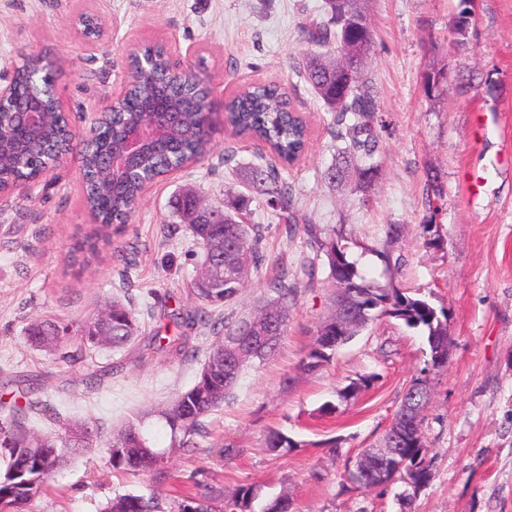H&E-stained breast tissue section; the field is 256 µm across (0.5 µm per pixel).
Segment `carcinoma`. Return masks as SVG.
<instances>
[{
    "mask_svg": "<svg viewBox=\"0 0 512 512\" xmlns=\"http://www.w3.org/2000/svg\"><path fill=\"white\" fill-rule=\"evenodd\" d=\"M368 0H324L325 20L309 31V39L321 47H329L333 56L311 53L296 68L314 91L324 108L333 115L330 133L336 141L335 163L324 174V179L338 191L358 195L369 201L372 191L381 179L379 157L382 153L380 131L384 120L379 112L376 91L365 75V68L345 65L343 50L355 51L367 57L376 45L375 32L367 13ZM144 54L150 63L135 69L136 77L126 98L118 106L121 126L142 122L147 105L176 113L178 120L169 131V139L161 149L146 151L138 162L134 175L107 173L103 158L118 147V137L112 131V121L106 119L96 128L94 146L85 156L86 185L82 187L85 207L100 220L97 232L110 238L112 230H120L128 223L146 181L175 163L203 158L210 148V139L201 133L205 113L211 111L204 88L192 85L173 74L171 63L160 45L149 47ZM22 96L34 94L46 102L50 121L39 136L20 143L22 160L10 153H0V190L6 192L17 180L33 179L45 161L63 146L66 123L54 112L50 99V75L42 57L29 58L15 74ZM224 122L242 137L265 144L275 163L258 166L250 171V191L265 200L270 217L280 224L295 223L293 217L294 189L283 176L279 165L296 161L307 146V126L290 107L287 91L279 85H257L239 90L224 102ZM428 209L443 198L444 191L435 172L428 175ZM250 198L239 195L224 203V223L197 224L195 211H205L208 204L200 196L178 194L171 208L172 214L199 245L224 242V251L217 254L224 262V281L207 289L193 288L200 306L186 313L188 323L201 325L214 335L208 359L194 383L177 393L165 407L150 408L134 413L123 425L105 433L98 424L86 421H66L56 408L43 400L37 382L22 381L17 393L5 400L0 398V434L11 440L12 448L0 447V460L5 465L0 473V512H24V508L38 497L52 479L67 454L78 448L101 447L108 456L112 469L138 472L162 484L169 478L164 456L192 455L199 448L203 436L204 419L224 404L242 373L243 367L263 363L279 350L287 333L290 310L297 289V273L283 268L269 282L272 296L254 311L259 317L268 307L274 316V331L278 339L273 347L257 351L238 368L228 362L227 348L239 342L250 349L251 331L243 321L211 318L207 308L225 307L238 299L246 287L251 271L265 261L261 249L262 234L258 225L240 221L247 212ZM302 233L312 258L300 267L308 286H314L319 276H325L333 287L352 288L359 307L367 309L369 322L394 318L424 336L429 353L448 344V315L426 297L408 292L393 281L382 284L370 277L359 259L353 256V240L345 224H313L302 226ZM405 225L387 224L382 246L370 248L381 262L383 273L399 268L403 257L391 249V244L404 236ZM138 333L135 314L123 301H108L97 313L78 326L59 318H37L27 328L32 345L58 356V359L76 365L88 361L89 351L107 342L109 348H121ZM345 337L336 336L333 315L325 316L316 329L313 342L302 360L306 373H317L328 366L336 355V343ZM369 379L351 381L336 391L338 402L355 398L367 386ZM41 418L54 428L41 434L31 427L34 418ZM424 418L409 417L404 422L405 439L401 455L414 464L419 458ZM140 431L146 447L128 446V436ZM165 437L167 444L159 443L155 434ZM298 447L288 433L271 429L264 438V448L273 455H283ZM259 498L253 485L236 488L230 495L235 512H293L292 500L283 494L266 500L261 509L254 510ZM213 492L203 485L196 490L163 500L157 493L150 495L126 493L109 500L101 512H182V504L190 501L195 512H215Z\"/></svg>",
    "mask_w": 512,
    "mask_h": 512,
    "instance_id": "carcinoma-1",
    "label": "carcinoma"
}]
</instances>
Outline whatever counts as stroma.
<instances>
[{
	"label": "stroma",
	"mask_w": 512,
	"mask_h": 512,
	"mask_svg": "<svg viewBox=\"0 0 512 512\" xmlns=\"http://www.w3.org/2000/svg\"><path fill=\"white\" fill-rule=\"evenodd\" d=\"M321 9L322 0H0V72L32 54L61 59L54 87L79 137L90 135L96 112L126 78L128 56L151 42L168 47L177 71L201 78L214 105L211 152L153 184L89 264L72 259L74 244L95 228L82 202L77 154L48 185L0 197V383L37 379L63 417L109 430L133 411L166 405L194 382L213 338L173 316L194 307L203 253L174 223L170 203L186 188L216 204L244 192L261 151L235 140L222 105L233 92L269 81L287 87L309 127V148L288 172L295 221L345 220L354 254L375 278L382 267L370 247L382 239L383 225H405L394 250L406 262L392 277L447 310V367L428 369L423 337L386 318L341 347L322 371L305 373L300 363L333 287L299 286L279 353L244 369L232 395L205 418L195 455L169 458L166 484L113 471L103 449H80L29 512H100L127 492L155 490L168 499L197 483L217 494L242 485L265 498L285 491L295 512H512V0H474L462 36L452 30L459 0H371L376 47L366 72L383 115L384 152L367 204L325 181L336 154L332 118L293 70L314 49L306 30L320 21ZM81 12L110 24L108 40L92 54L71 28ZM431 69L445 70L447 80L429 95L423 77ZM432 171L445 191L434 213L425 203ZM249 209L251 223L265 227L266 261L237 301L222 308L235 319L254 312L280 265L293 270L310 255L301 234L269 221L260 199ZM428 217L441 247L425 244ZM112 298L131 304L140 331L125 348L93 351L95 369L105 374L99 386L86 387L83 365L29 344L33 319L78 323ZM424 370L431 400L422 436L432 480L405 504L394 487L342 491L347 463L384 433L405 388ZM360 377L369 385L355 400L321 413L337 389ZM272 428L287 431L298 448L285 456L267 452L263 440ZM335 438L339 448H328ZM316 469L323 474L318 482L310 478Z\"/></svg>",
	"instance_id": "1"
}]
</instances>
